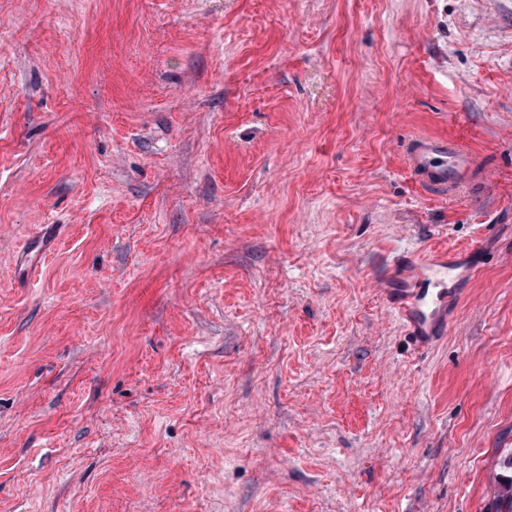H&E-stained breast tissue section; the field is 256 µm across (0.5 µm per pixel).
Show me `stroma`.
<instances>
[{"label": "stroma", "mask_w": 512, "mask_h": 512, "mask_svg": "<svg viewBox=\"0 0 512 512\" xmlns=\"http://www.w3.org/2000/svg\"><path fill=\"white\" fill-rule=\"evenodd\" d=\"M466 246L416 351L381 286ZM511 454L512 0H0V512H487ZM470 166L468 153L457 143L441 137L418 138L409 153L414 176L432 192L446 196L465 182L463 173Z\"/></svg>", "instance_id": "stroma-1"}]
</instances>
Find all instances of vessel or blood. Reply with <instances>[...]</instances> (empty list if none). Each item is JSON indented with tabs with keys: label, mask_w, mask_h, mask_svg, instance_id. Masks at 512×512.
Here are the masks:
<instances>
[{
	"label": "vessel or blood",
	"mask_w": 512,
	"mask_h": 512,
	"mask_svg": "<svg viewBox=\"0 0 512 512\" xmlns=\"http://www.w3.org/2000/svg\"><path fill=\"white\" fill-rule=\"evenodd\" d=\"M469 165L468 153L446 138L417 139L409 153V167L414 176L441 196L456 190ZM468 256L465 250L432 249L427 261L416 268L405 284L385 289L388 303L397 309L415 345L429 346L445 334L448 328V296L440 284L448 272L454 271Z\"/></svg>",
	"instance_id": "1"
}]
</instances>
